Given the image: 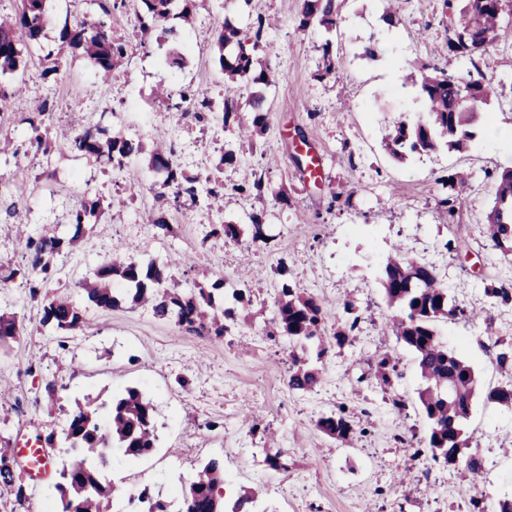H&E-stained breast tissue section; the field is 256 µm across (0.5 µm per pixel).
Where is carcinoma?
Masks as SVG:
<instances>
[{"label": "carcinoma", "mask_w": 512, "mask_h": 512, "mask_svg": "<svg viewBox=\"0 0 512 512\" xmlns=\"http://www.w3.org/2000/svg\"><path fill=\"white\" fill-rule=\"evenodd\" d=\"M45 0H19L14 13L0 18V76L23 71L28 66L23 46L39 41L43 28L49 22L44 8ZM174 0H139L143 14L138 16L140 28L148 32L161 27L158 49L166 50L173 65L183 64L184 56L178 51V26L174 21L190 22L196 8V0H180L182 6L174 11ZM252 15L247 27L224 22L218 31L216 62L225 78L236 84L270 85L276 76L269 68H256L246 46L257 49L266 30L265 18L257 13L258 0H243ZM506 0H443L448 12V51L461 57L471 58L497 44L512 32V20H504ZM383 7L381 20L388 26L400 23L396 0H380ZM340 4L338 0H303L299 20L302 31L318 25L325 30L336 26ZM81 55L94 63L100 79L107 81L112 69L126 56L123 40L116 36L112 26L105 21L64 20L58 38L57 55ZM405 83L412 85L424 99V115L414 121H400L382 140L384 150L399 161L414 154L433 152L441 148L462 151L473 140L472 131L478 121V105L488 102L495 94L494 86L485 80L455 78L431 64L413 65ZM182 101L191 105L199 121L209 119L215 106L214 97L189 86L180 91ZM251 127L256 134L262 133L268 123L269 113L264 110V99L257 95L251 101ZM240 99L225 95L221 100L223 127L240 124ZM29 142L35 150H47L50 137L47 129L30 123ZM72 149L81 155L103 159L119 165L138 155L140 142L111 134L101 127L83 129L71 141ZM151 164L164 172L166 178L157 191L163 199L173 193L174 202L186 200L195 205L199 199V177L188 174L173 160V150L157 146L151 154ZM486 178L495 184V202L486 220L488 238L503 256L512 254V169L500 173L489 172ZM211 187L207 191L208 205L224 201V181L209 177ZM442 187L450 192L439 200L448 219H454L461 204V196L467 189L468 180L458 173L439 178ZM238 194L260 196L265 191V181L252 174L242 183L233 186ZM103 212L100 200H89L69 213L72 233L66 237L51 231H43L26 237L23 255L26 267L0 268V282L17 278L28 288L31 297L40 295L42 288L55 274L59 256L77 248L90 233L87 217ZM120 280L133 285L126 294L131 302L151 307L155 315L174 322L185 331L201 337L221 339L227 330L225 322L237 320V308L251 305L246 289L235 288L231 292L233 305L225 307L216 303L215 295H224V281L215 280L211 289L198 288V292L183 295L167 286L166 270L154 263L115 258L97 269L93 279L80 283L87 302L98 309L112 310L121 300L111 288V282ZM382 286L389 305L398 310L392 317L394 335L416 356L420 375L425 387L419 391V401L428 423L426 434L418 453H431V458L448 468L465 463L467 469L482 473L479 458L471 455L463 458L467 447L465 425L471 415L476 392V375L473 368L457 353L439 340L436 324L440 320L469 319L466 306L448 296L434 266L415 258L390 255L383 265ZM490 305H507L512 302V283H492L484 287ZM346 315L343 326L333 333L332 341L342 348L353 338L351 325L358 317L352 301L346 299L336 304ZM41 324L50 326L67 335L82 332L87 326L84 314L67 296L43 298ZM327 306L324 301L307 294L297 282L284 278L278 291L277 313L273 322L281 335L306 348L308 344L323 343ZM21 333V326L13 315L0 313V348L10 345ZM374 377L387 386L400 377L395 358L382 352L375 359ZM320 383V372L300 357L292 358L288 386L293 390L309 391ZM489 403L512 410V383L490 388L485 392ZM108 408V443L102 442L99 411ZM318 430L327 437L351 441L364 435L366 429L354 420V414L344 406L319 418ZM46 448H71L77 452L73 461L62 468L60 481L55 483L57 492L56 512H133L132 502L127 506H115L118 502L112 483L104 476L99 461L102 448H116L126 460L148 456L155 449L154 408L145 399L139 387L129 386L123 393L112 398L111 404L91 402L76 404L62 435L50 431L39 436ZM12 438L0 434V484L16 489L18 501L26 498V488L20 472L13 468ZM224 461L209 459L197 472L185 489L177 508L163 499L149 486L137 497L138 503L147 506L148 512H226L224 510Z\"/></svg>", "instance_id": "carcinoma-1"}]
</instances>
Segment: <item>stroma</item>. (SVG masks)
<instances>
[{
	"mask_svg": "<svg viewBox=\"0 0 512 512\" xmlns=\"http://www.w3.org/2000/svg\"><path fill=\"white\" fill-rule=\"evenodd\" d=\"M302 0H265L273 19L257 53L260 62L280 73L263 88L269 125L255 146L242 143L220 118L198 126L184 143L182 166L191 173L214 172L226 151L236 160L224 166L225 186L243 174L261 173L263 195L238 197L224 209L184 208L173 200L156 201V171L149 162L156 134L173 139L183 123L177 96L170 104L155 102L159 82L172 91L207 82L216 97L224 95V76L216 68L213 32L224 21L243 27L250 18L241 0H202L191 23L181 27L185 48L181 67L170 66L163 53L144 48L133 11H115L109 22L128 44V56L101 81L82 57L62 61L58 76L44 78V55L54 48L66 14L100 18L95 0H47L53 17L38 45L27 47L25 93L15 98L4 126L19 147L17 157L0 163V174L15 180L13 193L0 195V260L23 264L17 228L8 210L21 203L28 211L29 233L69 231L68 215L82 198L100 199L104 212L82 248L58 259L49 293L68 294L84 313L83 335L60 348L57 332L40 323L42 302L27 288L11 283L0 288V311L22 321L25 332L0 353V387L11 390L0 401V429L20 440L48 431L62 432L75 401L109 400L129 384L143 387L151 399L157 425L155 452L143 468L111 458L110 478L137 483L148 469L150 483L163 498L177 500L198 465L219 455L228 487L259 490L263 512H466L461 487L477 484L487 505L512 497V411L485 403L482 394L504 382L496 362L494 338L512 339V304L490 307L484 286L512 280V262L494 250L484 234L495 186L484 173L512 169V138L495 134L512 128V40L499 42L473 59L451 54L446 44L443 0H398L400 23L386 26L378 0H343L335 29L299 31ZM377 42L375 59L361 58L368 42ZM330 45L335 71L321 75L322 47ZM429 63L448 74L484 78L498 90L490 100V121L461 152L439 150L400 163L381 147L394 121L425 109L415 93L402 86L411 62ZM46 105L43 117L53 135L49 155L30 150L27 119L35 102ZM100 123L113 133L136 136L143 150L125 174L87 160L69 140L84 124ZM312 153L318 177H300L295 156ZM457 171L471 176V190L456 220H449L438 201L444 190L439 177ZM164 209L175 230L164 234L151 220ZM265 213L263 239L252 237L249 216ZM237 224L239 240L211 237L215 224ZM465 238V248H448V240ZM138 242L133 257L166 268L172 285L188 292L198 270L240 282L243 267L255 306L248 320L210 341L188 334L174 322L157 317L147 306L129 302L103 311L89 306L79 287L107 262L122 241ZM434 262L449 292L473 311L470 320L442 321L441 340L475 371L474 399L467 430L469 454L485 459L483 475L472 481L465 468L448 471L429 454L414 456L400 437H422L427 429L419 411L422 386L415 355L387 327L394 310L378 278L394 248ZM192 264H180L182 255ZM308 293L328 304L346 298L358 311L375 302L364 333L350 345L329 353L320 386L309 392L288 388L292 344L270 339L276 313L273 288L280 266ZM383 351L399 358L402 377L380 385L370 374ZM191 377L190 391L174 380ZM58 380V409L48 410L44 386ZM400 394L409 414L392 413L391 394ZM348 406L355 418H366L368 432L339 442L316 427L319 416ZM219 423L209 432L208 423ZM357 448L373 451L370 459L353 458ZM280 457L282 469L269 460ZM436 479L429 488L428 479ZM57 474L32 486L24 503L0 486V512H47L55 504ZM393 495H386V488Z\"/></svg>",
	"mask_w": 512,
	"mask_h": 512,
	"instance_id": "stroma-1",
	"label": "stroma"
}]
</instances>
